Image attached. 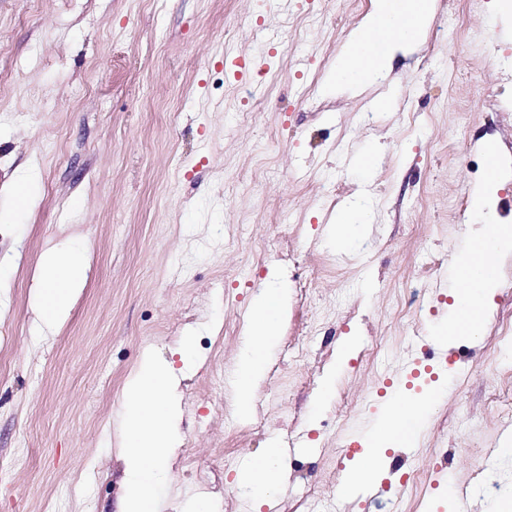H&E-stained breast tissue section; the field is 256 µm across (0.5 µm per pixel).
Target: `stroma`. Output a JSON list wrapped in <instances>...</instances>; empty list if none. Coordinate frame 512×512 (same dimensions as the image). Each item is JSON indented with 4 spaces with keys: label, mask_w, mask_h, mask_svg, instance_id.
<instances>
[{
    "label": "stroma",
    "mask_w": 512,
    "mask_h": 512,
    "mask_svg": "<svg viewBox=\"0 0 512 512\" xmlns=\"http://www.w3.org/2000/svg\"><path fill=\"white\" fill-rule=\"evenodd\" d=\"M372 0H0V186L38 199L0 223V512H110L121 494L116 436L142 353L200 361L182 384L183 445L165 512L206 497L215 512H459L448 486L494 489L470 512H512V253L479 342L459 340L420 444L390 451L386 496L342 501V448L374 421L376 391L422 360L448 314L451 260L466 229L512 213V40L504 0H436L419 50L356 92L329 72ZM500 162L497 212H475L484 149ZM376 155L371 172L357 157ZM365 196V234L327 225ZM89 246L67 321L35 328L33 277L48 245ZM288 272V315L268 350L252 419L234 374L250 302L271 267ZM358 346L330 400L316 397L342 344ZM284 493L261 507L234 483L271 443ZM423 483L403 486L410 470Z\"/></svg>",
    "instance_id": "35a3bbf8"
}]
</instances>
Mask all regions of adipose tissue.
Returning a JSON list of instances; mask_svg holds the SVG:
<instances>
[{
  "label": "adipose tissue",
  "mask_w": 512,
  "mask_h": 512,
  "mask_svg": "<svg viewBox=\"0 0 512 512\" xmlns=\"http://www.w3.org/2000/svg\"><path fill=\"white\" fill-rule=\"evenodd\" d=\"M433 12V0H375L363 27L347 43L336 65L337 87L355 89L364 82L384 79L398 53L415 46L424 36ZM512 251V226L494 224L452 258L460 283L454 292L440 336L480 340L487 314V299L500 286L499 260ZM88 250L54 246L47 249L37 269L32 297L40 326L56 329L69 317L71 301L86 282ZM284 289L263 288L252 301L254 320L251 345L237 365V402L240 415L254 410V392L265 373L267 350L279 334L286 312ZM178 353L182 368L145 353L132 375L123 403L124 426L119 440L124 468L123 493L114 512H159L162 491L172 463L183 445L179 385L186 369L196 363L191 337H183ZM380 437L375 452L363 455L337 488L339 496L375 482L383 468L380 449L389 447ZM288 483L281 451L272 447L238 473L237 485L256 505L274 500Z\"/></svg>",
  "instance_id": "1"
}]
</instances>
